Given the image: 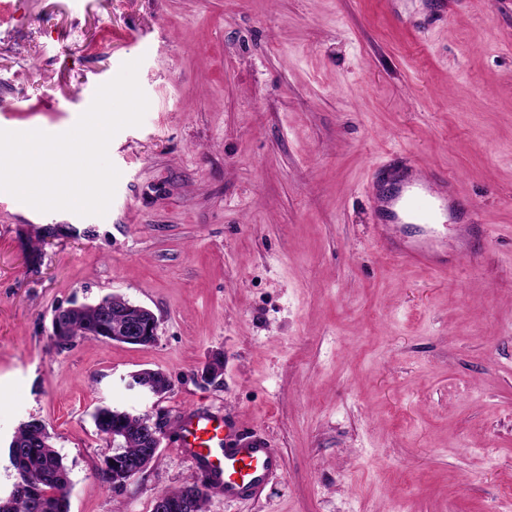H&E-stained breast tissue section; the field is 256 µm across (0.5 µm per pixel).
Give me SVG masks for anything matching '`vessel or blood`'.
I'll list each match as a JSON object with an SVG mask.
<instances>
[{"label":"vessel or blood","mask_w":512,"mask_h":512,"mask_svg":"<svg viewBox=\"0 0 512 512\" xmlns=\"http://www.w3.org/2000/svg\"><path fill=\"white\" fill-rule=\"evenodd\" d=\"M445 194L431 189L428 181L402 182L388 207L407 219L430 223L445 207ZM223 414L187 413L178 430V446L202 474L208 485L228 499L259 496L268 478L280 468V456L256 435L230 438Z\"/></svg>","instance_id":"obj_1"}]
</instances>
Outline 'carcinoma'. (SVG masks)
Masks as SVG:
<instances>
[{
  "mask_svg": "<svg viewBox=\"0 0 512 512\" xmlns=\"http://www.w3.org/2000/svg\"><path fill=\"white\" fill-rule=\"evenodd\" d=\"M107 324L104 307H88L67 319L65 332L51 336L52 345L62 352L74 346L79 338L103 340ZM152 419L154 416L148 413L131 416L109 406L95 409L93 420L97 431L106 439L119 442L116 454H107L104 464L97 469L103 484L116 491L138 476L136 472L112 465V458L128 460L148 456V449L142 446L135 427ZM41 424L42 421L35 418L22 423L9 443L8 455L16 457L14 469L21 490L0 507V512H68L69 470L42 432ZM164 496L169 503L168 512H207L211 490L203 481L193 487L168 491Z\"/></svg>",
  "mask_w": 512,
  "mask_h": 512,
  "instance_id": "obj_1",
  "label": "carcinoma"
}]
</instances>
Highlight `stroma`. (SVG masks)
Listing matches in <instances>:
<instances>
[{"label": "stroma", "mask_w": 512, "mask_h": 512, "mask_svg": "<svg viewBox=\"0 0 512 512\" xmlns=\"http://www.w3.org/2000/svg\"><path fill=\"white\" fill-rule=\"evenodd\" d=\"M135 59L149 106L109 144L105 215L0 191V495L32 417L70 471L69 512H152L201 482L172 434L123 490L103 485L92 414L108 405L220 412L277 449L260 498L208 512H501L512 0H0V129L76 124ZM393 157L453 178L442 223L375 216L371 171ZM49 225L79 234L39 240ZM383 229L446 272L389 258ZM113 294L157 316L153 345L51 349L58 307ZM146 368L171 391L129 390Z\"/></svg>", "instance_id": "obj_1"}]
</instances>
